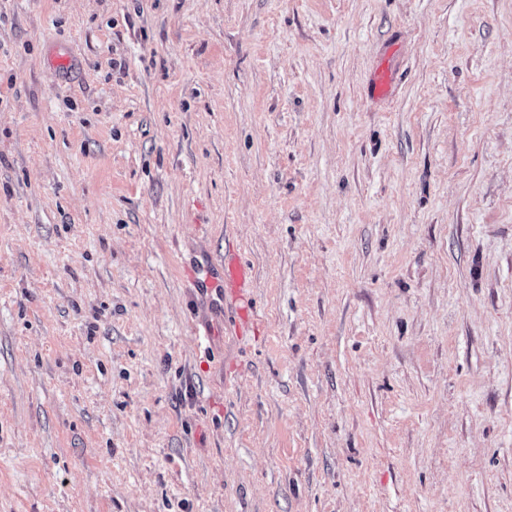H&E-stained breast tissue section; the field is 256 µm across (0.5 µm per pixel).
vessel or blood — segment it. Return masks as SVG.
Wrapping results in <instances>:
<instances>
[{
	"label": "vessel or blood",
	"mask_w": 512,
	"mask_h": 512,
	"mask_svg": "<svg viewBox=\"0 0 512 512\" xmlns=\"http://www.w3.org/2000/svg\"><path fill=\"white\" fill-rule=\"evenodd\" d=\"M253 269L235 252L224 255V263L220 270L206 271L202 280L203 287L220 285L225 303L234 305L238 318L234 322V333L238 336L247 335L253 324L254 315L251 308Z\"/></svg>",
	"instance_id": "b4317fda"
}]
</instances>
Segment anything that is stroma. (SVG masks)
Listing matches in <instances>:
<instances>
[{"mask_svg":"<svg viewBox=\"0 0 512 512\" xmlns=\"http://www.w3.org/2000/svg\"><path fill=\"white\" fill-rule=\"evenodd\" d=\"M0 512H512V0H0ZM203 287L209 289L213 284H219L224 296V305H234L238 320L234 321L236 336H247L254 324L251 308L253 269L235 252H224V265L216 272L206 270L202 281ZM211 289V288H210Z\"/></svg>","mask_w":512,"mask_h":512,"instance_id":"35a3bbf8","label":"stroma"}]
</instances>
